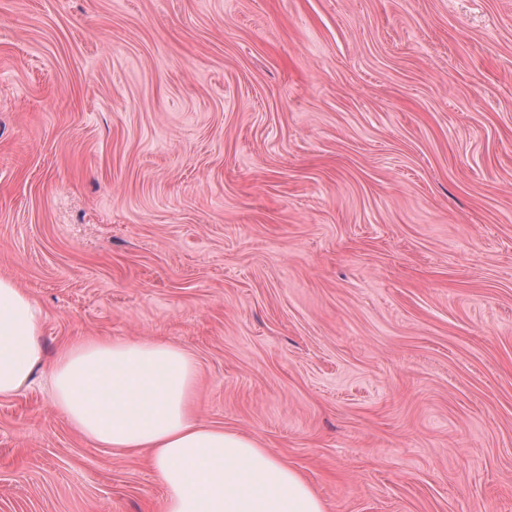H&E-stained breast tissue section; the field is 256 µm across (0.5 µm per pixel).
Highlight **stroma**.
<instances>
[{
  "label": "stroma",
  "instance_id": "obj_1",
  "mask_svg": "<svg viewBox=\"0 0 512 512\" xmlns=\"http://www.w3.org/2000/svg\"><path fill=\"white\" fill-rule=\"evenodd\" d=\"M1 275L326 512H512V0H0ZM164 496L0 398V512Z\"/></svg>",
  "mask_w": 512,
  "mask_h": 512
}]
</instances>
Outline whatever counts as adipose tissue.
<instances>
[{
  "mask_svg": "<svg viewBox=\"0 0 512 512\" xmlns=\"http://www.w3.org/2000/svg\"><path fill=\"white\" fill-rule=\"evenodd\" d=\"M43 372L55 407L103 448L146 451L163 512H326L322 498L257 439L200 419L197 365L157 340L85 338L47 358L42 311L0 277V398Z\"/></svg>",
  "mask_w": 512,
  "mask_h": 512,
  "instance_id": "ef3b65f1",
  "label": "adipose tissue"
}]
</instances>
